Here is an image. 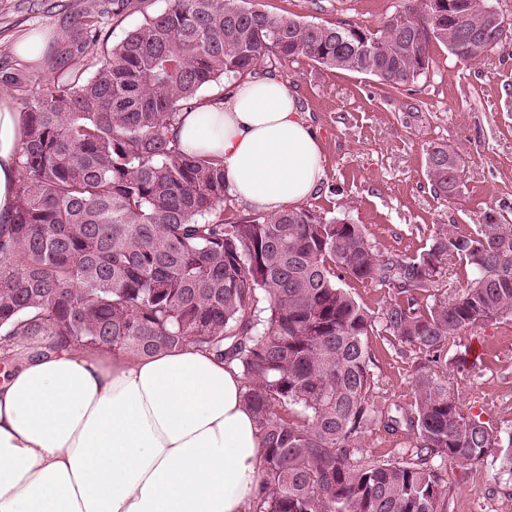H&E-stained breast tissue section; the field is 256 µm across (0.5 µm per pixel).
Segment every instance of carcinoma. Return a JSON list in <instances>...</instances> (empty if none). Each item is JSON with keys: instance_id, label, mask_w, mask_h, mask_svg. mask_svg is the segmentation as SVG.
Masks as SVG:
<instances>
[{"instance_id": "carcinoma-1", "label": "carcinoma", "mask_w": 512, "mask_h": 512, "mask_svg": "<svg viewBox=\"0 0 512 512\" xmlns=\"http://www.w3.org/2000/svg\"><path fill=\"white\" fill-rule=\"evenodd\" d=\"M115 9L77 17L68 56L84 57ZM413 0L376 34L314 24L247 0H169L130 31L88 77L39 86L22 98L16 214L0 225V359L14 344L71 345L150 355L193 345L235 365L263 436L262 491L253 512H446L436 461L488 457L512 473V431L480 420L450 392L442 352L474 325L512 309V225L476 233L442 225L414 258L384 255L360 224L314 210L224 220V164L185 154L170 136L200 89L246 77L263 62L307 58L377 77L403 93L429 71L430 48L461 62L495 47L470 13L448 28V5ZM426 149L433 192L455 195L459 154ZM469 267L466 288L422 309L411 297L370 314L338 282L429 291L445 267ZM425 352L414 400L401 417L370 401L368 340ZM417 434L398 463L354 462L370 425Z\"/></svg>"}]
</instances>
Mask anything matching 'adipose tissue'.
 Instances as JSON below:
<instances>
[{"instance_id": "ef3b65f1", "label": "adipose tissue", "mask_w": 512, "mask_h": 512, "mask_svg": "<svg viewBox=\"0 0 512 512\" xmlns=\"http://www.w3.org/2000/svg\"><path fill=\"white\" fill-rule=\"evenodd\" d=\"M23 115L0 99V224L14 219ZM189 155L224 163L229 195L275 214L325 170L286 81L236 82L228 103L182 113ZM0 365V512H251L261 435L239 370L187 347H18Z\"/></svg>"}]
</instances>
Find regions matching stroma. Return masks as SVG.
<instances>
[{"label": "stroma", "instance_id": "1", "mask_svg": "<svg viewBox=\"0 0 512 512\" xmlns=\"http://www.w3.org/2000/svg\"><path fill=\"white\" fill-rule=\"evenodd\" d=\"M107 0H0V96L18 102L15 84L34 87L57 79L63 37L74 17ZM407 0H251L261 10L303 22L356 23L376 31ZM166 0H133V6L91 47V57L109 52ZM508 33L477 61L462 63L441 45L431 49L432 65L404 93L385 92L374 76L329 69L308 59L273 68L257 66L256 76L287 80L300 110L316 133L325 179L303 206L362 225L378 251L414 257L428 249L439 225L476 232L486 213L512 224V0H503ZM50 31L39 62L16 55L23 36ZM447 144L463 160L458 194L436 196L426 176L430 143ZM483 345L476 367L450 379L466 403L482 402L481 420L512 429V311L462 332L448 343L446 359ZM375 388L373 400L389 413L413 400L412 372L425 354L369 339ZM416 439L403 429L366 431L361 453L381 463L402 459ZM448 512H512V476L486 459L470 467L448 464Z\"/></svg>", "mask_w": 512, "mask_h": 512}]
</instances>
